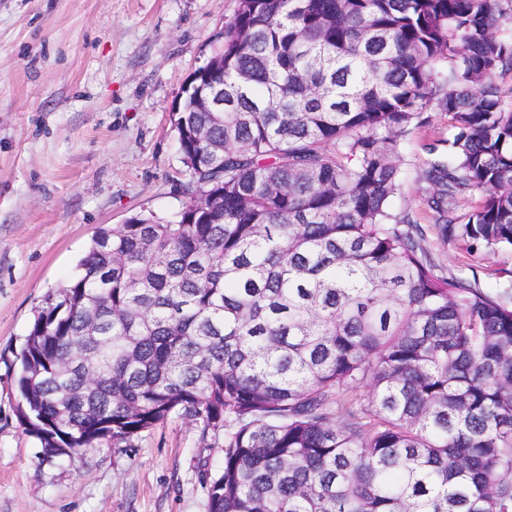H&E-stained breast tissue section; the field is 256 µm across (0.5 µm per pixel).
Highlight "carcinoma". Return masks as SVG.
<instances>
[{
	"mask_svg": "<svg viewBox=\"0 0 512 512\" xmlns=\"http://www.w3.org/2000/svg\"><path fill=\"white\" fill-rule=\"evenodd\" d=\"M212 58L172 113L178 219L100 229L36 311L24 430L74 458L195 421L207 512H512V304L391 208L437 107L425 208L512 249V0H237ZM213 84L224 112L194 111Z\"/></svg>",
	"mask_w": 512,
	"mask_h": 512,
	"instance_id": "obj_1",
	"label": "carcinoma"
}]
</instances>
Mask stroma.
Returning a JSON list of instances; mask_svg holds the SVG:
<instances>
[{"label":"stroma","instance_id":"stroma-1","mask_svg":"<svg viewBox=\"0 0 512 512\" xmlns=\"http://www.w3.org/2000/svg\"><path fill=\"white\" fill-rule=\"evenodd\" d=\"M236 0H0V512H207L223 452L171 415L133 447L44 459L17 417L19 351L45 296L104 226L173 219L187 175L171 114ZM395 162L392 207L425 232L439 271L512 300V251L469 254L424 209L433 110Z\"/></svg>","mask_w":512,"mask_h":512}]
</instances>
